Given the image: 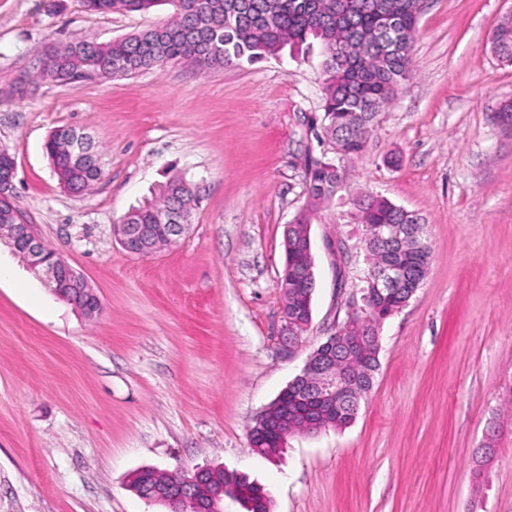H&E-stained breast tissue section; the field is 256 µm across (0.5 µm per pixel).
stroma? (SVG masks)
<instances>
[{
  "label": "stroma",
  "mask_w": 512,
  "mask_h": 512,
  "mask_svg": "<svg viewBox=\"0 0 512 512\" xmlns=\"http://www.w3.org/2000/svg\"><path fill=\"white\" fill-rule=\"evenodd\" d=\"M168 15L0 0L12 201L101 303L86 317L0 251L12 269L0 282V512H165L129 475L205 465L266 487L272 512H512V124L495 117L512 65L490 43L512 0H426L414 78L311 217L312 321L289 355L277 282L305 161L327 151L320 45L254 65L27 81L46 45L107 42ZM59 126L84 129L102 155L85 193L65 190L45 153ZM174 175L199 191L189 233L129 254L114 225ZM361 192L424 218L426 278L382 324L355 420L289 436L269 460L249 430L346 318L364 261L360 227L340 215Z\"/></svg>",
  "instance_id": "1"
}]
</instances>
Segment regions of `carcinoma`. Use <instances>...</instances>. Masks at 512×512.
I'll use <instances>...</instances> for the list:
<instances>
[{"instance_id": "cac0c4a2", "label": "carcinoma", "mask_w": 512, "mask_h": 512, "mask_svg": "<svg viewBox=\"0 0 512 512\" xmlns=\"http://www.w3.org/2000/svg\"><path fill=\"white\" fill-rule=\"evenodd\" d=\"M83 4L98 13L166 5L170 16L160 25L108 43L72 40L51 45L34 57L29 82L132 78L169 64L199 69L252 65L279 55L286 47L298 50L313 39L324 53L321 125L330 147H341L336 160L365 150L369 129L414 73L416 0H83ZM491 47L502 62L512 65V16L496 25ZM83 145L98 153L91 136L72 126L55 128L45 143L59 183L73 193L85 191L102 176L96 161L81 156ZM314 165L304 185L306 209L298 214L305 224L310 223L309 213L332 201L343 185L335 160H316ZM197 199L192 183L173 176L152 192V198L126 213L122 223L162 224L172 209L182 210L186 218ZM352 205L350 216L356 224H423L420 215L383 196L360 194ZM290 233L285 229L282 276L288 279V291L283 300L304 312L312 302L315 281L308 278L299 288L291 280L293 271L307 267L308 257L303 248L289 243ZM424 279L425 272L412 264L401 291L383 299L382 312L398 309L409 290ZM378 365L376 355L355 361L359 393L369 389ZM182 477V472H156L152 495L157 502H162L166 486ZM210 480L214 485L234 481L241 504L252 512L250 503L256 500L258 483L221 469L213 470Z\"/></svg>"}]
</instances>
